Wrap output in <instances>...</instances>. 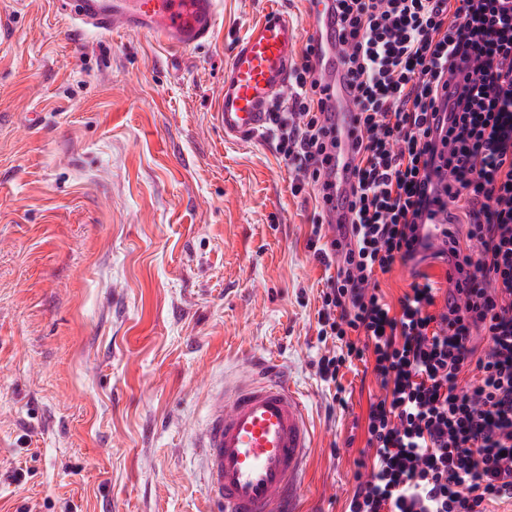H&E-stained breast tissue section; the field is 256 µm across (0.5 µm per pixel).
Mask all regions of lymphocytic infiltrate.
<instances>
[{
  "label": "lymphocytic infiltrate",
  "instance_id": "1",
  "mask_svg": "<svg viewBox=\"0 0 512 512\" xmlns=\"http://www.w3.org/2000/svg\"><path fill=\"white\" fill-rule=\"evenodd\" d=\"M352 133L353 183L327 237L336 139L306 46L267 129L315 202L308 247L329 275L318 335L341 367L372 358L370 475L345 512H490L512 503V0H331ZM465 205L462 272L438 305L432 280L390 304L379 275L414 261L419 224ZM366 339L358 347L355 336ZM487 345L478 349L474 336Z\"/></svg>",
  "mask_w": 512,
  "mask_h": 512
}]
</instances>
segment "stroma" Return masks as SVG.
I'll return each instance as SVG.
<instances>
[{"label":"stroma","instance_id":"stroma-1","mask_svg":"<svg viewBox=\"0 0 512 512\" xmlns=\"http://www.w3.org/2000/svg\"><path fill=\"white\" fill-rule=\"evenodd\" d=\"M221 2L213 41L177 51L0 0V512H211L197 438L258 357L313 432L302 512H344L371 460L370 364L318 371L315 203L267 134L225 139L214 112L237 40L311 3ZM446 269L429 250L379 286L394 304Z\"/></svg>","mask_w":512,"mask_h":512}]
</instances>
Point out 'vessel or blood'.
Returning <instances> with one entry per match:
<instances>
[{
  "label": "vessel or blood",
  "instance_id": "obj_1",
  "mask_svg": "<svg viewBox=\"0 0 512 512\" xmlns=\"http://www.w3.org/2000/svg\"><path fill=\"white\" fill-rule=\"evenodd\" d=\"M61 11L100 32L114 24L186 50L210 41L220 0H57ZM297 23L277 11L237 44L224 74V95L215 108L225 138L258 134L275 95L289 82L300 41ZM315 60L326 79L323 97L336 129L338 148L330 169L337 189L349 185L348 135L355 114L343 89L331 19L309 26ZM453 229L441 212L421 225L423 241L451 247ZM312 433L305 407L287 381L271 376L243 378L215 395L199 434L213 512H296Z\"/></svg>",
  "mask_w": 512,
  "mask_h": 512
}]
</instances>
